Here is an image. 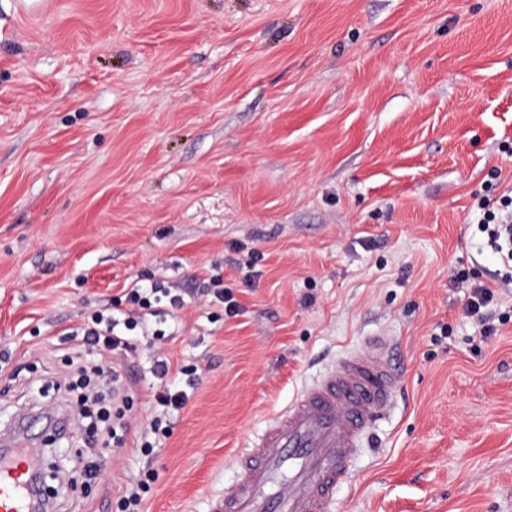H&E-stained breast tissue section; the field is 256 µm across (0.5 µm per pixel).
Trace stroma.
Returning <instances> with one entry per match:
<instances>
[{
  "label": "stroma",
  "mask_w": 512,
  "mask_h": 512,
  "mask_svg": "<svg viewBox=\"0 0 512 512\" xmlns=\"http://www.w3.org/2000/svg\"><path fill=\"white\" fill-rule=\"evenodd\" d=\"M510 139L512 0H0V420L77 411L55 383L132 282L218 275L240 305L109 356L131 426L92 481L42 449L57 512H119L143 473L145 512H209L368 336L403 385L334 512H512V321L481 338L453 280L501 268L477 201L512 189ZM162 356L196 386L154 432Z\"/></svg>",
  "instance_id": "1"
}]
</instances>
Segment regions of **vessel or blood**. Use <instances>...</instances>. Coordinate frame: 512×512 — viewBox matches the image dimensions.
I'll return each instance as SVG.
<instances>
[{
  "mask_svg": "<svg viewBox=\"0 0 512 512\" xmlns=\"http://www.w3.org/2000/svg\"><path fill=\"white\" fill-rule=\"evenodd\" d=\"M401 376L384 337L338 360L267 423L236 458L234 488L210 512H331L352 478L357 448L392 407ZM37 459L18 449L0 457V512H32Z\"/></svg>",
  "mask_w": 512,
  "mask_h": 512,
  "instance_id": "b4317fda",
  "label": "vessel or blood"
}]
</instances>
